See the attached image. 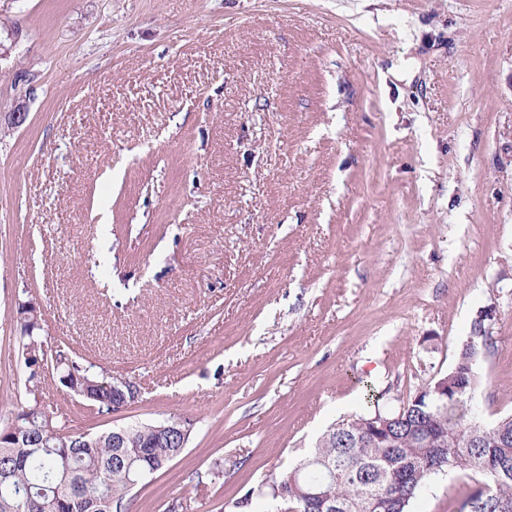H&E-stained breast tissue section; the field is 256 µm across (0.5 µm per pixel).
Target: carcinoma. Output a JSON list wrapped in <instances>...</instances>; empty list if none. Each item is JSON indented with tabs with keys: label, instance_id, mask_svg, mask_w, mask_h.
Instances as JSON below:
<instances>
[{
	"label": "carcinoma",
	"instance_id": "cac0c4a2",
	"mask_svg": "<svg viewBox=\"0 0 512 512\" xmlns=\"http://www.w3.org/2000/svg\"><path fill=\"white\" fill-rule=\"evenodd\" d=\"M484 321L481 315L471 323L469 343L448 368V405L415 395L400 415L381 403L373 384H364L368 408L329 426L310 454L271 486L280 512H321L324 504L334 512H365L368 495L378 498L375 512H412L432 477L455 471L478 475L483 484L459 512H512V416L485 425L470 410L488 341ZM41 331L42 317L20 319L28 400L0 424V512H127L128 494L188 444L171 428L191 423L167 418L118 428V448L110 431L66 430L42 400L47 369L99 414L112 412L119 394L96 365L73 360ZM377 415L390 421L396 446L361 445ZM294 476L296 487L287 483Z\"/></svg>",
	"mask_w": 512,
	"mask_h": 512
}]
</instances>
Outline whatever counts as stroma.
I'll list each match as a JSON object with an SVG mask.
<instances>
[{
	"mask_svg": "<svg viewBox=\"0 0 512 512\" xmlns=\"http://www.w3.org/2000/svg\"><path fill=\"white\" fill-rule=\"evenodd\" d=\"M27 300L140 389L99 415L46 376L70 430L192 424L129 512H270L363 381L413 396L489 307L474 401L511 415L512 0H0V422Z\"/></svg>",
	"mask_w": 512,
	"mask_h": 512,
	"instance_id": "1",
	"label": "stroma"
}]
</instances>
